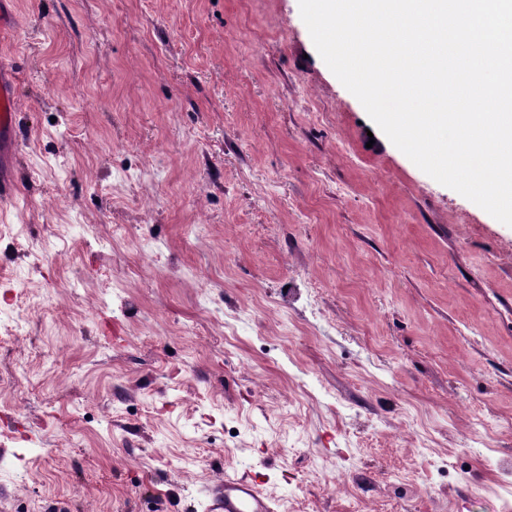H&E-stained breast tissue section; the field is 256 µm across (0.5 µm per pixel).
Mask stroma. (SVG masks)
Listing matches in <instances>:
<instances>
[{
    "mask_svg": "<svg viewBox=\"0 0 512 512\" xmlns=\"http://www.w3.org/2000/svg\"><path fill=\"white\" fill-rule=\"evenodd\" d=\"M0 512H512V227L298 0H16ZM272 498L261 482L246 476L224 475L212 488L208 512H274Z\"/></svg>",
    "mask_w": 512,
    "mask_h": 512,
    "instance_id": "stroma-1",
    "label": "stroma"
}]
</instances>
